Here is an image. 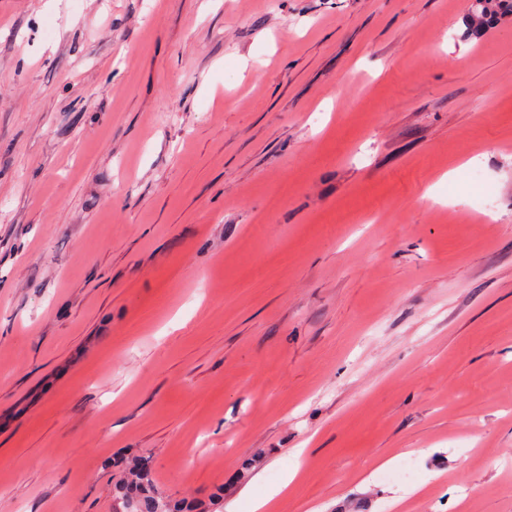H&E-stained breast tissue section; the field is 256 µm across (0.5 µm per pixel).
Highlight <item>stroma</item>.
<instances>
[{
    "instance_id": "1",
    "label": "stroma",
    "mask_w": 512,
    "mask_h": 512,
    "mask_svg": "<svg viewBox=\"0 0 512 512\" xmlns=\"http://www.w3.org/2000/svg\"><path fill=\"white\" fill-rule=\"evenodd\" d=\"M472 3L0 0V512H123L133 456L201 512L291 465L278 512H512V15ZM469 26L472 32L481 33L486 27L492 25L499 12L512 14V0H476Z\"/></svg>"
}]
</instances>
